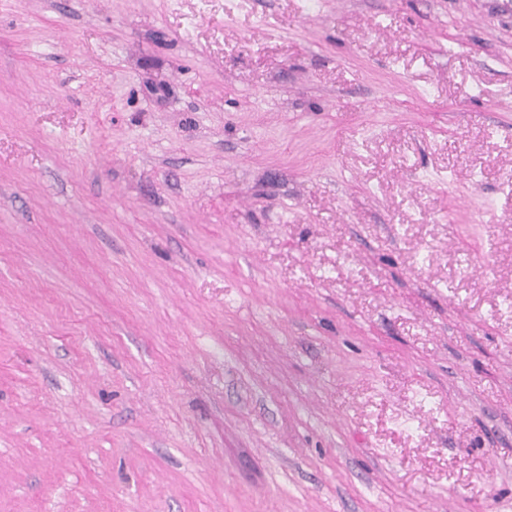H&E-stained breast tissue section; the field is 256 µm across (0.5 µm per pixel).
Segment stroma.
Segmentation results:
<instances>
[{"mask_svg":"<svg viewBox=\"0 0 512 512\" xmlns=\"http://www.w3.org/2000/svg\"><path fill=\"white\" fill-rule=\"evenodd\" d=\"M504 0H0V512H512Z\"/></svg>","mask_w":512,"mask_h":512,"instance_id":"stroma-1","label":"stroma"}]
</instances>
